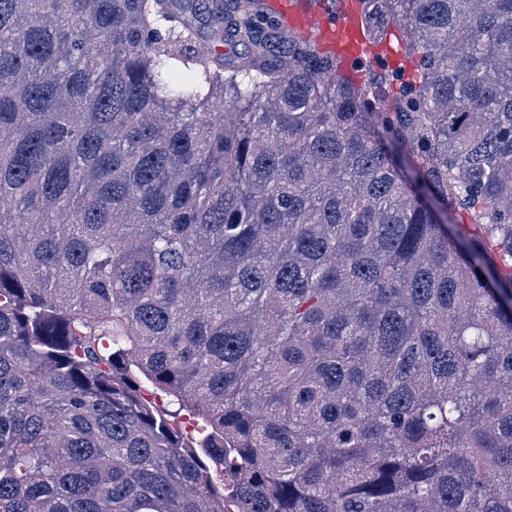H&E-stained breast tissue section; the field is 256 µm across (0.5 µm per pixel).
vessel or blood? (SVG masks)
Returning a JSON list of instances; mask_svg holds the SVG:
<instances>
[{"label": "vessel or blood", "mask_w": 512, "mask_h": 512, "mask_svg": "<svg viewBox=\"0 0 512 512\" xmlns=\"http://www.w3.org/2000/svg\"><path fill=\"white\" fill-rule=\"evenodd\" d=\"M284 25L314 34L331 53L349 64H373L377 48L369 46L355 18L354 0H340L336 13L325 12L319 0H266Z\"/></svg>", "instance_id": "1"}]
</instances>
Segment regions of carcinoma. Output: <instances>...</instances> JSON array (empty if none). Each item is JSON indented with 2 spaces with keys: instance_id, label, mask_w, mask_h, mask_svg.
Returning <instances> with one entry per match:
<instances>
[{
  "instance_id": "obj_1",
  "label": "carcinoma",
  "mask_w": 512,
  "mask_h": 512,
  "mask_svg": "<svg viewBox=\"0 0 512 512\" xmlns=\"http://www.w3.org/2000/svg\"><path fill=\"white\" fill-rule=\"evenodd\" d=\"M212 2L0 0V512H512V0ZM355 0H341L335 14L326 13L312 0H266L264 6L280 16L283 24L314 34L325 49L347 63L374 64L379 50L369 46L355 18Z\"/></svg>"
}]
</instances>
